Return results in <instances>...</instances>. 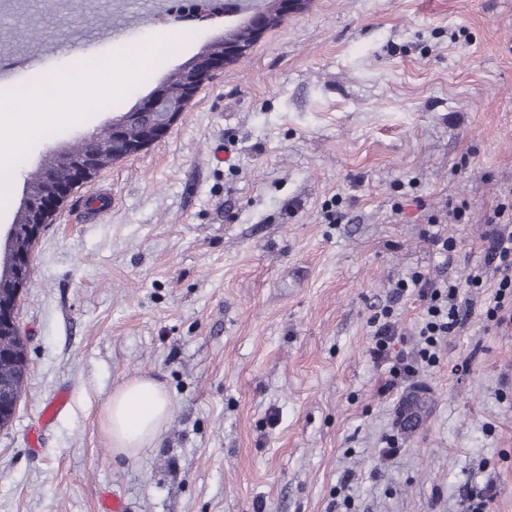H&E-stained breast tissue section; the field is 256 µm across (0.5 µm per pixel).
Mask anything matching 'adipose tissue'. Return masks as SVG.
I'll use <instances>...</instances> for the list:
<instances>
[{"label":"adipose tissue","mask_w":512,"mask_h":512,"mask_svg":"<svg viewBox=\"0 0 512 512\" xmlns=\"http://www.w3.org/2000/svg\"><path fill=\"white\" fill-rule=\"evenodd\" d=\"M172 402L154 378L140 375L113 390L100 415V429L116 454L137 457L154 445L170 420Z\"/></svg>","instance_id":"ef3b65f1"}]
</instances>
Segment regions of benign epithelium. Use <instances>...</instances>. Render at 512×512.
<instances>
[{
	"label": "benign epithelium",
	"mask_w": 512,
	"mask_h": 512,
	"mask_svg": "<svg viewBox=\"0 0 512 512\" xmlns=\"http://www.w3.org/2000/svg\"><path fill=\"white\" fill-rule=\"evenodd\" d=\"M266 31L267 20L257 15L249 26L246 38L227 43L221 50H213L207 45L193 58L178 67V93L181 97H171L166 111L160 113L152 125L143 128V132L135 139L125 137L122 131L138 122L142 112L140 108L112 118V127L120 132V135L113 146L107 147V151L96 149L80 154H70L65 151L56 153L54 158L63 159L70 172L69 183L56 182L53 178L52 166L48 165L39 193L38 207H31L29 190L26 188L23 189L19 200V208L33 214V219L27 227L30 240L34 242L40 237L45 230L47 219L70 194V187L77 186L96 174L102 166L103 158L112 155L125 157L136 154L159 139L180 118V106L193 98L212 74L224 69L226 62L245 53L249 45ZM7 265L8 279L0 285V334L14 335L20 333L17 320L19 299L21 289L28 281L26 271L31 268V255H11L8 257Z\"/></svg>",
	"instance_id": "benign-epithelium-1"
}]
</instances>
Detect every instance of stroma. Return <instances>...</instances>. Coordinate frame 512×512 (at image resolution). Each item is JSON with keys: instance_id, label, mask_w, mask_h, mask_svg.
I'll return each instance as SVG.
<instances>
[{"instance_id": "stroma-1", "label": "stroma", "mask_w": 512, "mask_h": 512, "mask_svg": "<svg viewBox=\"0 0 512 512\" xmlns=\"http://www.w3.org/2000/svg\"><path fill=\"white\" fill-rule=\"evenodd\" d=\"M139 8L10 0L0 49L34 64L0 75V89L84 79L80 97L54 100L59 123L27 135L0 226L53 149L129 111L231 26L198 20L164 64L140 67L125 46L155 47L164 27ZM110 14L136 25L79 43ZM509 190L512 0H308L206 82L166 136L77 186L35 242L0 512H101L105 492L128 512H471L486 488L490 512H512V322L486 317L499 273L484 257ZM462 202L469 223H430ZM329 206L341 223L325 220ZM437 233L455 240L452 262ZM418 267L473 304L433 366L416 359L421 301L392 300ZM479 268L484 287H468ZM390 304L392 350L418 374L385 394L368 320ZM142 374L173 411L128 459L99 419ZM415 389L434 406L409 437L397 413ZM62 390L67 405L42 424Z\"/></svg>"}]
</instances>
